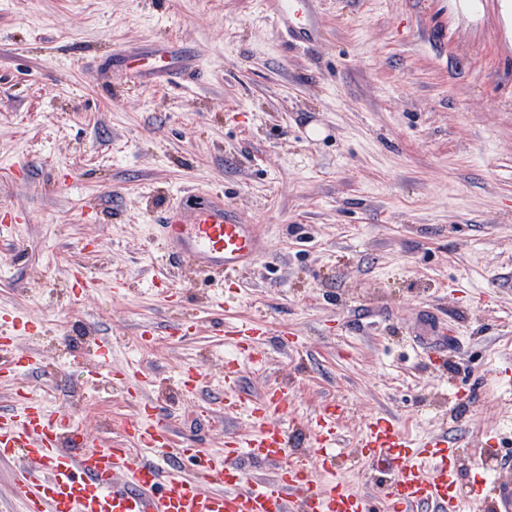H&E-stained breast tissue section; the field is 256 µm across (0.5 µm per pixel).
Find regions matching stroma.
I'll return each mask as SVG.
<instances>
[{
    "mask_svg": "<svg viewBox=\"0 0 512 512\" xmlns=\"http://www.w3.org/2000/svg\"><path fill=\"white\" fill-rule=\"evenodd\" d=\"M317 7L308 49L262 0H0V311L43 327L17 337L42 366L0 381V411L31 391L122 445L134 403L82 382L91 324L177 438L221 448L250 421L212 398L217 329L262 320L296 345L239 356L241 390L287 385L276 422L300 443L333 403L344 448L382 415L457 442L460 491L512 480V48L494 11L472 23L449 0ZM170 43L201 80L156 77ZM207 195L268 243L220 311L159 258L160 207ZM74 269L94 283L79 297ZM180 312L196 326L168 336ZM191 364L205 386L179 394Z\"/></svg>",
    "mask_w": 512,
    "mask_h": 512,
    "instance_id": "stroma-1",
    "label": "stroma"
}]
</instances>
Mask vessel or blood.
<instances>
[{
	"mask_svg": "<svg viewBox=\"0 0 512 512\" xmlns=\"http://www.w3.org/2000/svg\"><path fill=\"white\" fill-rule=\"evenodd\" d=\"M277 35L295 43L321 36L315 0H265ZM161 251L165 260L185 265L208 278L216 292L267 250L264 238L239 223L222 201L207 200L192 208L167 205L160 216ZM12 329L0 335V375L34 371L40 359L20 353L16 336L38 333L39 324L11 318ZM266 322L255 320L225 328L224 340L236 353H253L268 336ZM90 363L85 382L105 381L136 399L138 414L122 429L129 448L91 443L62 410H50L43 399L22 394L20 408L0 414V459L22 458L14 485L25 512H373L371 500L338 479L342 453L336 427L337 407L325 405L312 422L316 462L289 457L291 436L273 426L287 413L289 395L283 385L249 398L239 391L240 371L227 360L218 401L246 411L253 429L228 436L224 446L205 451L174 440L171 423L161 418L154 401L142 398V373L112 369V346L97 330L83 332ZM164 451V464L153 455ZM374 473L383 512H468L456 490L458 448L443 435L414 439L392 419L368 423L354 451ZM277 464L269 479L246 478L243 461ZM190 469H183V462ZM473 505L478 512H512V484L482 480Z\"/></svg>",
	"mask_w": 512,
	"mask_h": 512,
	"instance_id": "obj_1",
	"label": "vessel or blood"
}]
</instances>
